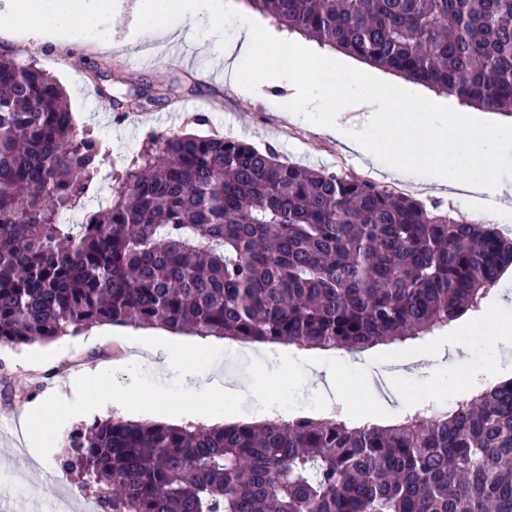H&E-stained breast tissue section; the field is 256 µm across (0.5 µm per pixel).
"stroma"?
<instances>
[{
  "label": "stroma",
  "instance_id": "1",
  "mask_svg": "<svg viewBox=\"0 0 512 512\" xmlns=\"http://www.w3.org/2000/svg\"><path fill=\"white\" fill-rule=\"evenodd\" d=\"M166 21L175 28L178 40L194 48V62L157 56L153 43L141 45L136 56L127 50H101L92 38L81 44L48 41L33 48L16 37L13 27L0 26V48L21 51L23 59H35L38 67L54 76L65 90L78 128L93 130L100 138L101 171L108 180L99 184V194L110 195L113 179L121 176L148 135L170 131L238 137L260 148L273 147L288 161L333 170L341 145L335 139L316 135L307 120L288 119L276 105L284 89L267 87L258 99L237 93L224 76L223 60L199 48L197 22L175 14L168 15ZM173 79L184 87L176 103L151 112L129 113L109 125L96 116L99 104L109 98L146 82L158 85ZM201 114L207 121L199 125L195 119ZM347 162L350 175L369 174L375 184L398 188L429 205L444 207L461 201L466 217L512 229V203L491 216L469 203L463 189L426 190L422 173L397 179L384 172L381 163L365 162L352 155ZM490 312L496 315L492 324L486 320ZM461 327L471 338L470 349L455 358L448 343ZM496 327L512 331V273L508 271L482 300L478 311L465 314L451 322L448 329L426 339L380 345L368 371L359 370L350 353L344 351H321L317 358L323 370L338 374L336 404L348 425H359L363 412L375 407L387 417L399 419L428 400L448 395L457 400L470 397L475 388L470 374L476 361H483L485 368L491 369L494 380L512 378V350L504 351L489 339ZM142 332L139 326L98 325L50 343L0 346V386L9 385L14 391L13 398L0 396V472L23 471L28 484L39 487L41 502L64 497L71 502L73 512H82L91 492L81 487L77 477L63 474L59 468L60 459L68 452L69 434L94 420L115 416L112 393L121 387L126 388L127 399L133 403L164 394L182 409L179 425H191L195 398L184 383L182 368L186 365L231 371L252 385V394L213 398L221 412L238 421L262 422L270 404L278 408L292 404L288 413L292 419L307 412L318 416L324 410V394L314 391L312 383L293 369L306 356L296 346L270 347L261 363L255 362L243 343L229 339L206 352L180 347L176 350L178 367L160 374L148 362L126 356L123 341ZM62 347L67 350L63 360L57 357ZM418 351L433 354V361L413 363ZM103 362L113 363L112 378L105 384L89 380L81 392V418H62L51 430L22 428L24 416L59 410L55 393L68 391L69 370H92Z\"/></svg>",
  "mask_w": 512,
  "mask_h": 512
}]
</instances>
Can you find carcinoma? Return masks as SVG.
I'll return each mask as SVG.
<instances>
[{"label":"carcinoma","instance_id":"cac0c4a2","mask_svg":"<svg viewBox=\"0 0 512 512\" xmlns=\"http://www.w3.org/2000/svg\"><path fill=\"white\" fill-rule=\"evenodd\" d=\"M286 29L478 107L512 112V0H247ZM180 86L113 106L146 112ZM99 139L60 84L0 52V344L161 326L358 353L479 308L512 236L231 137H148L98 189ZM78 211L79 224L61 214ZM61 470L99 512H512V379L380 428L336 417L70 435Z\"/></svg>","mask_w":512,"mask_h":512}]
</instances>
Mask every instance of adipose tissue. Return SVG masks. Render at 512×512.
I'll return each instance as SVG.
<instances>
[{
    "mask_svg": "<svg viewBox=\"0 0 512 512\" xmlns=\"http://www.w3.org/2000/svg\"><path fill=\"white\" fill-rule=\"evenodd\" d=\"M124 2L11 0V19L33 44L53 36L75 42L81 38L75 16L91 11L108 22L122 15ZM224 8L223 0H134L132 12L141 38L159 40L173 32L165 22L168 14L198 17L219 29ZM260 26L259 18L237 15L233 37L220 46L234 88L251 93L267 82L294 87L295 95L278 101L289 118L319 113L314 124L319 135L336 139L364 159L383 161L391 175L407 177L420 171L426 184L437 189L466 185L500 200L512 195V187L497 179L512 165V143L488 127L479 113L456 110L441 96L416 94L341 56L309 51L312 65L299 73L295 42L263 35ZM183 376L196 398L195 416L204 421L218 418L212 398L223 393V377L210 378L190 368Z\"/></svg>",
    "mask_w": 512,
    "mask_h": 512,
    "instance_id": "ef3b65f1",
    "label": "adipose tissue"
}]
</instances>
